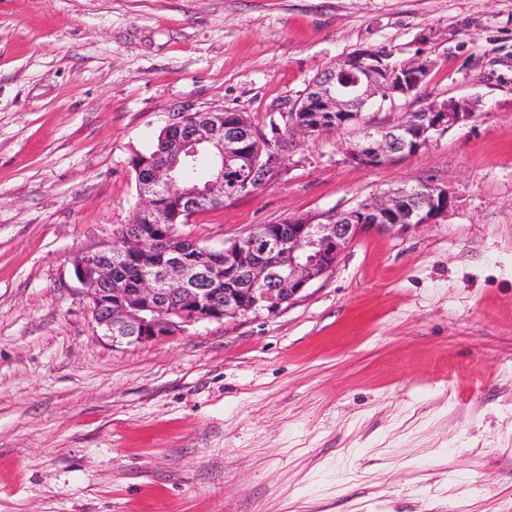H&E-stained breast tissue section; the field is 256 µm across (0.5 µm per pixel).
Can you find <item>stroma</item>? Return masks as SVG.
I'll return each instance as SVG.
<instances>
[{
  "label": "stroma",
  "instance_id": "stroma-1",
  "mask_svg": "<svg viewBox=\"0 0 512 512\" xmlns=\"http://www.w3.org/2000/svg\"><path fill=\"white\" fill-rule=\"evenodd\" d=\"M380 48L430 70L366 119L473 118L382 167L299 139L178 231L219 249L421 183L448 214L357 238L279 309L97 332L73 261L132 221L174 115L266 134ZM0 512H512V0H0Z\"/></svg>",
  "mask_w": 512,
  "mask_h": 512
}]
</instances>
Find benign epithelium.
I'll list each match as a JSON object with an SVG mask.
<instances>
[{"instance_id":"1","label":"benign epithelium","mask_w":512,"mask_h":512,"mask_svg":"<svg viewBox=\"0 0 512 512\" xmlns=\"http://www.w3.org/2000/svg\"><path fill=\"white\" fill-rule=\"evenodd\" d=\"M388 56L359 50L321 71L304 106L281 114L284 126L262 139L237 113L180 112L167 125L177 131L167 154L136 165L140 202L134 219L119 230L122 248L106 245L81 253L74 275L92 304L97 328L112 345L142 344L171 336L192 323L222 320L257 309L276 310L301 295L314 280L332 270L341 252L370 232L402 231L431 224L448 213L452 198L430 184L401 188L369 198L321 223L258 224L220 250L192 241L177 251L157 231L184 216L224 204V199L259 189L282 172L293 137L319 136L350 129L356 140L345 149L348 159L365 166L398 163L426 147L433 135L468 120L467 105L434 100L414 111L410 122L377 124L362 109L373 97L408 96L428 75L429 64L416 60L396 78ZM265 142V154L254 143ZM205 151L213 158L208 179L177 185L178 167ZM233 183L224 187V173ZM147 267L136 281L123 268L130 262Z\"/></svg>"}]
</instances>
